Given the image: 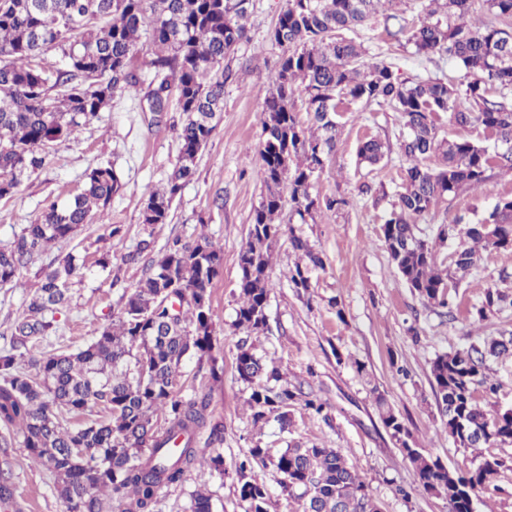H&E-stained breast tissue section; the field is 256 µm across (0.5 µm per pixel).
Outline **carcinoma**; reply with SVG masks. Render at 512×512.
Returning <instances> with one entry per match:
<instances>
[{"label":"carcinoma","instance_id":"obj_1","mask_svg":"<svg viewBox=\"0 0 512 512\" xmlns=\"http://www.w3.org/2000/svg\"><path fill=\"white\" fill-rule=\"evenodd\" d=\"M398 0H287L270 31L283 48L272 90L264 101V140L259 150L264 187L247 240L238 256V307L233 326L244 334L237 346V380L250 390L246 403L253 425L272 421L288 427L297 403L316 413L323 404L291 384L272 361L248 343L267 329L269 269L274 245L285 233L306 262L289 281L299 294L311 288L309 269L321 268L319 253L295 234L291 223L317 207L315 180L336 148V114L347 102L389 103L408 133L398 151L408 162L382 225L384 243L400 276L427 304L447 307L457 274L475 270L483 254L512 251V198H501L477 219L494 224L482 232L471 224H440L434 238L421 235L417 218L463 189L478 191L490 173L512 172V103L492 99L488 86L512 90V28L473 21L476 0H445L454 22L425 18L401 27L415 54H446L470 75L463 93L431 78L401 80L383 61L364 60L353 41L339 36ZM498 17L512 19V0H481ZM249 0H0V199L18 192L25 175L41 169L49 148L76 137L118 94L138 100L141 77L133 58L146 40L155 48L145 94L151 111L168 115L176 94L182 118L172 123L179 155L167 185L147 192L142 223L165 224L174 197L195 174L197 156L211 139L224 111V85L232 71L224 64L248 39ZM57 50L58 67L46 71L41 56ZM306 96L314 129L305 134L294 110ZM459 126L479 125L493 147L439 136V114ZM389 146L377 138L361 142L358 156L381 162ZM437 156L432 168L423 160ZM122 183L110 166L86 175L82 191L63 207L50 205L7 245L0 246V285L16 281L53 242L71 239L80 226L104 222ZM288 224L277 222L284 201ZM466 238L449 266L437 265V243ZM223 253L206 237L194 243L174 238L154 258L119 313L93 331L76 352L47 351L56 333L54 311L67 303L81 266L71 253L40 269L34 294L18 315L10 349L0 352V447L22 434L31 460L56 479L65 512H155L159 491L182 484L202 462L198 443L209 431L210 466L224 475L215 444L223 428L211 423L207 397L185 398L177 388L185 359L213 347L211 296ZM512 306V292L488 288L472 317L484 320ZM512 356V335L484 336L467 346L435 355L430 384L444 431L461 448L512 445V408L478 401L493 398L500 382L488 362ZM375 403L385 429L401 448L414 485L448 500V512H476V502L496 480L498 460L468 470L450 469L424 448L413 447L404 418L382 394ZM82 416L76 427L64 415ZM272 468L299 512H381L359 470L343 448L299 441L273 454L258 444L237 466L244 480L247 512H268L270 489L246 479L252 463Z\"/></svg>","mask_w":512,"mask_h":512}]
</instances>
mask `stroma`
Wrapping results in <instances>:
<instances>
[{"mask_svg": "<svg viewBox=\"0 0 512 512\" xmlns=\"http://www.w3.org/2000/svg\"><path fill=\"white\" fill-rule=\"evenodd\" d=\"M428 0H401L394 11H381L368 27L352 38L367 59L392 63L402 79L432 77L465 89L468 77L454 59L434 61L415 56L411 45L391 38L399 27H413L426 13ZM286 0H252L249 38L238 45L230 61L235 73L224 88V112L207 147L199 154L194 179L183 186L172 204L167 223L148 226L141 213L148 186L166 183L177 162L179 144L170 124H153L148 112H135L124 97L100 112L76 138L57 142L45 166L24 178L19 191L0 199V243L6 244L34 222L50 203H64L83 188L87 173L112 165L123 188L109 208L106 223L85 225L68 242L49 249L47 258L74 253L84 260L86 273L71 287L67 305L56 310L57 332L49 347H83L107 315L119 312L125 288L135 285L171 238L191 242L205 236L224 253L223 269L212 288L213 348L187 359L179 388L182 396H208L216 422L224 427L221 453L224 472L189 471L184 482L162 491L156 512H190L191 495L206 486L213 512H246L242 483L235 469L253 442L275 450L300 440L326 448H344L368 485L382 512H448L445 498L415 490L412 471L400 448L383 427L374 402L383 394L405 419L413 437L433 457L451 469L477 466L483 459L501 460L495 487L482 495L488 512H512V446L457 447L448 438L430 385V362L436 353L468 344L476 336L512 331V307L489 319L471 322L467 312L478 304L486 288L498 284L501 273H512V251L484 254L477 270L462 281L454 314L425 305L410 291L394 267L381 226L391 205L362 194L363 184L394 192L406 162L395 148L404 121L390 105L355 103L341 112L336 152L314 184L318 200L341 197L347 204L338 212L314 211L297 232L324 260L312 270L309 297L299 296L289 276L300 260L288 237H281L270 266L271 290L267 329L255 342L257 355L271 359L284 377L326 403L313 415L294 406L287 431L277 423L258 428L245 405L248 392L237 381L235 357L241 338L235 331L238 302V254L262 192L260 149L261 113L275 79L281 50L268 39L269 30ZM369 137L389 142L391 150L376 166L361 163L358 147ZM512 197V173L493 174L478 192L463 191L439 203L419 218L424 233L439 224L469 222L473 208L491 207ZM120 226V236L110 234ZM153 241L137 261L123 263L124 254L141 240ZM137 251V250H136ZM112 264H98L103 255ZM37 280L25 271L14 285L0 286V351L9 349L11 324ZM338 307H331L330 299ZM368 377H360L356 363ZM223 371L221 379L211 368ZM8 465L12 500L22 512H62L63 503L50 472L34 464L22 443L0 448V465Z\"/></svg>", "mask_w": 512, "mask_h": 512, "instance_id": "stroma-1", "label": "stroma"}]
</instances>
